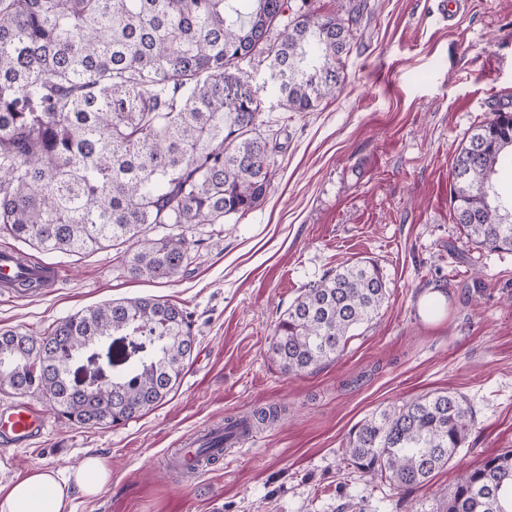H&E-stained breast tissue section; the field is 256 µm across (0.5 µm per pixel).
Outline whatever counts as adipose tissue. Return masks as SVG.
I'll return each mask as SVG.
<instances>
[{
    "label": "adipose tissue",
    "instance_id": "ef3b65f1",
    "mask_svg": "<svg viewBox=\"0 0 512 512\" xmlns=\"http://www.w3.org/2000/svg\"><path fill=\"white\" fill-rule=\"evenodd\" d=\"M111 480V469L95 454L64 470L33 468L0 485V512H70L73 493L96 498Z\"/></svg>",
    "mask_w": 512,
    "mask_h": 512
}]
</instances>
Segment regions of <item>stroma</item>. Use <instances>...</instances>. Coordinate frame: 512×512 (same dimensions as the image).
<instances>
[{
  "label": "stroma",
  "instance_id": "35a3bbf8",
  "mask_svg": "<svg viewBox=\"0 0 512 512\" xmlns=\"http://www.w3.org/2000/svg\"><path fill=\"white\" fill-rule=\"evenodd\" d=\"M438 5L361 0L340 88L309 112L285 108L268 60L239 61L260 133L282 146L275 176L255 209L187 230L190 261L173 281L131 278L112 248L47 253L0 236V253L60 272L41 293L0 289V329L39 335L88 307L153 297L191 313L196 336L179 387L125 424L66 425L25 395L47 427L34 443L0 444V484L91 452L112 481L73 512H444L461 469L512 450V252L469 239L451 204L463 138L512 113V0H466L450 23ZM360 259L384 276L379 314L338 361L285 373L275 324L306 285ZM435 390L465 398L475 424L427 486L402 491L345 466L357 423ZM265 405L287 412L195 475L169 467L198 431Z\"/></svg>",
  "mask_w": 512,
  "mask_h": 512
}]
</instances>
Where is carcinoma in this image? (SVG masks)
Masks as SVG:
<instances>
[{
    "instance_id": "carcinoma-1",
    "label": "carcinoma",
    "mask_w": 512,
    "mask_h": 512,
    "mask_svg": "<svg viewBox=\"0 0 512 512\" xmlns=\"http://www.w3.org/2000/svg\"><path fill=\"white\" fill-rule=\"evenodd\" d=\"M288 14V0H0V234L46 252L124 246L135 279L177 278L190 259L184 234L139 241L145 225L220 224L266 197L277 146L257 130L260 107L236 72L246 56L270 60L290 112H309L338 90L347 50L340 12ZM283 22L280 39L269 30ZM512 172V114L497 110L458 149L456 223L492 251H512V203L494 187ZM41 276L6 284L18 294ZM387 295L377 264L328 270L276 323L271 353L289 374L335 361L351 332ZM191 315L136 298L89 307L42 336L0 331V392L40 393L68 425L107 429L161 405L194 348ZM135 329L152 354L112 375V388L80 392L69 366L92 341ZM276 408L227 417L197 438L186 470L215 464ZM471 406L437 391L373 413L349 436L343 460L398 488L426 486L464 447ZM446 512H512V450L467 467Z\"/></svg>"
}]
</instances>
